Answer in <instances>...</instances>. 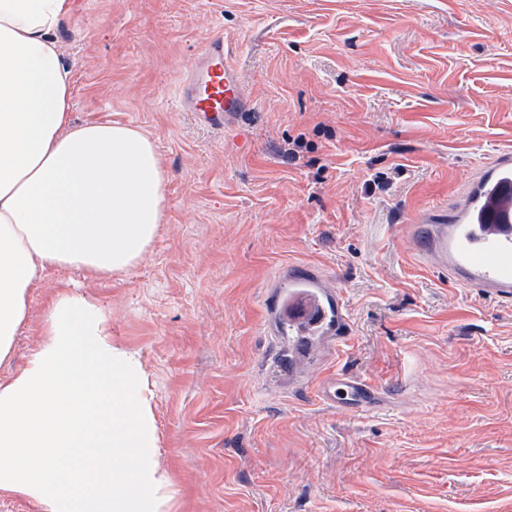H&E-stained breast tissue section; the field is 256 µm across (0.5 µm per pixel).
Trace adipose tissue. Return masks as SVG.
I'll list each match as a JSON object with an SVG mask.
<instances>
[{
  "label": "adipose tissue",
  "mask_w": 512,
  "mask_h": 512,
  "mask_svg": "<svg viewBox=\"0 0 512 512\" xmlns=\"http://www.w3.org/2000/svg\"><path fill=\"white\" fill-rule=\"evenodd\" d=\"M71 0H0V361L51 269L130 272L166 218L154 140L112 121L78 123L55 32ZM42 340L0 378V495L40 512H167L153 392L137 353L112 339L93 299L47 300Z\"/></svg>",
  "instance_id": "adipose-tissue-1"
}]
</instances>
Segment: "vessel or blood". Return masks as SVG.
I'll return each mask as SVG.
<instances>
[{
    "instance_id": "1",
    "label": "vessel or blood",
    "mask_w": 512,
    "mask_h": 512,
    "mask_svg": "<svg viewBox=\"0 0 512 512\" xmlns=\"http://www.w3.org/2000/svg\"><path fill=\"white\" fill-rule=\"evenodd\" d=\"M181 107L201 123L223 129L227 117L248 108L236 69L227 61L224 39L212 38L196 67L181 81ZM415 247L428 265L485 295L512 299V153L486 165L457 198L450 217H430ZM265 312L289 363L311 359L316 350L334 348L349 328L341 294L314 266H294L287 284L271 289ZM372 390L350 376L337 378L326 398L342 409L358 408Z\"/></svg>"
}]
</instances>
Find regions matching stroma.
I'll list each match as a JSON object with an SVG mask.
<instances>
[{
    "instance_id": "obj_1",
    "label": "stroma",
    "mask_w": 512,
    "mask_h": 512,
    "mask_svg": "<svg viewBox=\"0 0 512 512\" xmlns=\"http://www.w3.org/2000/svg\"><path fill=\"white\" fill-rule=\"evenodd\" d=\"M216 35L250 102L220 132L177 95ZM56 38L74 119L150 134L169 207L131 272L51 271L0 376L75 287L148 373L169 512H512V302L405 237L512 151V0H71ZM292 265L334 280L350 324L293 373L264 309ZM340 374L371 409L326 399Z\"/></svg>"
}]
</instances>
